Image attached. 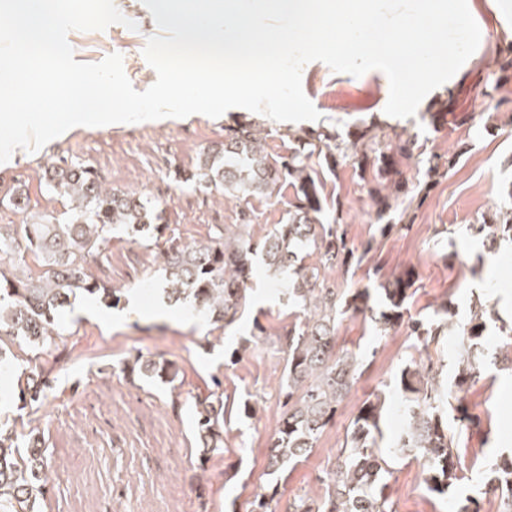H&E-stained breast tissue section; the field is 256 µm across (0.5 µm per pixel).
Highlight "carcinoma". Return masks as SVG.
I'll list each match as a JSON object with an SVG mask.
<instances>
[{
	"instance_id": "carcinoma-1",
	"label": "carcinoma",
	"mask_w": 512,
	"mask_h": 512,
	"mask_svg": "<svg viewBox=\"0 0 512 512\" xmlns=\"http://www.w3.org/2000/svg\"><path fill=\"white\" fill-rule=\"evenodd\" d=\"M368 144L353 154L363 172L372 171L379 182L392 183L400 190L396 157L412 156L414 141L398 139L383 144L381 136L367 135ZM297 147L286 157L272 159L265 142L250 123L226 129L224 164L216 163L211 152L204 153L196 168L187 176L175 172V179L191 181L206 188H222L238 194L241 200L257 194L270 195L280 182L296 188V203L288 211L284 224H275L260 242L253 241L250 224L224 226L204 241L167 246L168 225L159 223L160 210L132 195L106 184L96 171L82 163L53 165L48 169L51 190L69 201L65 224H54L42 216L26 224L0 225V341L7 336L21 338L36 347L43 346L57 334V316L72 297L94 299L110 307L120 302L121 289L92 279L86 272L88 258L107 248L112 232L121 228L133 234L144 246H154L163 258L167 297L189 305L191 310L213 324L232 325L245 310L249 283L255 262H260L268 279L282 286L302 310V319L279 334L286 355L279 395L284 408L270 437L267 454L269 474L278 475L306 458L338 407L350 393L361 365L358 353L336 348L343 319L360 314L375 324L380 336L404 323L410 335L427 349L439 344L453 329L454 313L445 304L437 311L441 318L405 321L408 300L415 278L411 270L378 282L380 307L374 309L369 288L341 290L329 274L349 270L355 253L347 246L339 216L324 224L322 179L310 173L305 160L318 154L327 170L336 173L338 155L345 154L336 135L316 131L296 136ZM377 218L382 221L379 235L409 229L396 224L389 197L376 192ZM475 233L485 237L488 249L498 241L512 239V206L499 210L492 223H483ZM24 250L42 259L38 275L19 277ZM318 256L315 264L304 263L303 252ZM470 323L459 335L466 339L457 364L456 388L448 387L442 366L415 360L401 370L399 389L404 396L406 423L394 450L379 446L380 422L390 407L385 393L365 400L351 421L341 448L337 449V471L330 477L324 494L318 498L301 496L288 506V512H394L389 493L390 453L412 455L422 461L425 482L439 495L462 479L454 435L448 429L447 407L461 414L472 426L480 420L469 415L460 393L480 374V339L486 319L494 312L479 303L472 306ZM122 372L172 385L180 369L170 360L157 358L124 365ZM13 379V391L20 408L39 410L54 389L55 378L45 366L36 364L18 375L10 371L9 361L0 355V378ZM214 388L195 400V439L200 448L199 466L208 455L224 447L223 382L212 379ZM50 481L48 461L42 441L34 431H26L20 417L9 427L0 423V512H35L37 496L46 493ZM487 485L512 506V456L502 457L490 469ZM278 485L254 495L248 512H275Z\"/></svg>"
}]
</instances>
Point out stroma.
<instances>
[{
	"label": "stroma",
	"instance_id": "stroma-1",
	"mask_svg": "<svg viewBox=\"0 0 512 512\" xmlns=\"http://www.w3.org/2000/svg\"><path fill=\"white\" fill-rule=\"evenodd\" d=\"M114 4L125 24L71 31L67 39L74 58L97 63L120 54L134 89L146 90L157 73L144 49L160 30L149 20L144 0ZM473 17L481 31L478 49L448 82L424 98L415 116L385 114L389 81L382 71L356 78L313 61L302 70V88L320 120L275 121L243 109L217 118L193 114L78 132L1 169L0 200L23 186L29 192V212L64 221L63 202L44 178L47 164L63 157L93 166L112 187L130 195L164 201L163 221L177 243L204 239L216 227L240 223L245 215L251 218L254 239L260 241L273 225L286 223L294 187L282 183L273 195L243 202L175 182L173 171L192 172L203 151L223 144L225 128L244 121L255 125L275 157L288 155L295 135L304 132L327 129L348 144L360 131L376 126L392 141L415 138L418 154L399 162L409 188L425 181L426 157L437 156L441 167L423 204L399 198L409 230L379 238L377 250L367 254L366 242L379 237L370 195L375 181L361 178L352 158L340 160L332 173L322 157L310 158V170L325 182L322 222L342 213L348 247L365 255L360 265L332 273L337 287L361 288L373 273L387 277L410 269L416 279L408 304L411 316H432L448 302L464 324L477 300L512 315V242L502 241L490 253L471 231L472 225L496 212L512 189V78L502 82L493 98L482 95L497 79L500 64L512 55V46L488 6H479ZM131 21L136 24L132 30L127 27ZM333 88L341 90V98L330 96ZM452 251L459 253V261L449 262ZM90 271L99 282L123 289L124 296L116 306H99L92 318L81 316L80 298L60 311L56 354L45 359L56 377V397L32 415V426L47 448L54 485L51 495L40 501L39 512H198L202 499L208 512H246L253 496L273 482L279 485L278 512H288L294 498L323 493L336 468V450L365 399L385 392L401 403L393 388L400 369L413 359H432L442 364L446 376H454L463 348L453 335L443 345L422 348L404 326L380 338L373 322L346 316L339 342L362 357L357 379L312 454L289 467L287 478L277 482L267 471L270 418L282 413L284 354L276 335L300 314L284 290L273 287L264 270L256 269L250 306L236 323L218 329L167 299L162 261L125 233H115L110 248L91 261ZM256 322L266 330L258 339L251 334ZM509 342L512 337L498 323L487 322L480 375L463 393L469 414L480 417L482 425L475 430L455 419L448 422L457 433L465 475L458 490L463 494H475L474 483L483 472L498 458L512 456V372L500 364L501 349ZM233 349L239 358L225 363V352ZM138 354L177 362L181 373L176 386L124 377L122 364ZM215 374L224 382V446L202 467L192 397L206 393ZM245 403L253 407V415H239ZM390 467L396 512H448L447 498L430 493L420 460L394 455Z\"/></svg>",
	"mask_w": 512,
	"mask_h": 512
}]
</instances>
